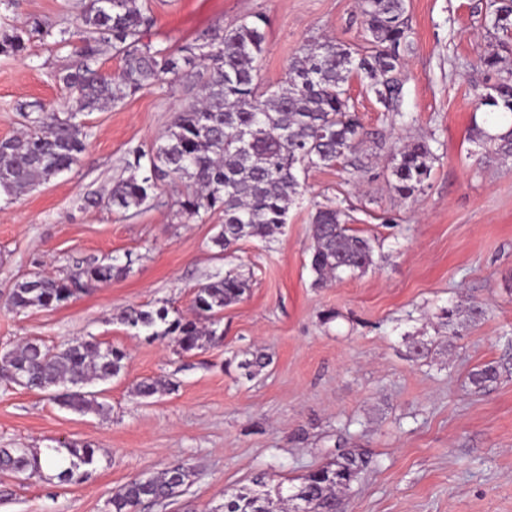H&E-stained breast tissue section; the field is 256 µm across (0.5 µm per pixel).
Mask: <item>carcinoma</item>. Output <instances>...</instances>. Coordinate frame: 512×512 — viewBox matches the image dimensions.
Returning <instances> with one entry per match:
<instances>
[{
	"mask_svg": "<svg viewBox=\"0 0 512 512\" xmlns=\"http://www.w3.org/2000/svg\"><path fill=\"white\" fill-rule=\"evenodd\" d=\"M359 7L368 32L366 46L358 49L334 38L310 40L290 60L281 86L270 92L259 91L257 84L267 26L259 13L176 51L142 42L144 31L154 24L146 0H85L74 29L56 33L39 17H29L24 27L0 33V55H24L29 35L38 33L56 45L72 47L80 63L55 74L73 105L61 110L39 101L19 105L26 130L0 139V193L21 197L76 165L88 138L79 114L115 108L139 92L193 73L199 76L195 99L177 112L152 152L129 148L133 173L112 186L107 202L123 213L138 214L153 199L159 183L169 180L182 186L177 214H223L213 238L220 250L228 251L242 240L273 241L301 194L299 173L336 165L355 153L362 140L363 126L348 96L351 76L368 80V90L391 119L414 121L402 109L404 84L399 78L404 57L412 49L406 2L360 0ZM485 19L496 31L511 30L512 0H490ZM106 48L121 57L122 66L112 77L100 71ZM502 63L498 47L484 49L479 64L497 73V80L474 86V95L479 104L512 115V69ZM476 137L495 152L512 155V127L497 134L478 129ZM395 156L392 188L408 198L429 178L433 153L427 142L409 140L395 146ZM311 238L310 267L317 287H326L347 272L364 273L376 264L373 240L352 232L345 210L338 206H316ZM123 271L114 263L85 259L64 278L35 275L16 282L9 304L15 310L56 308ZM249 288L247 278L229 269L198 288L191 318L163 305L155 310L129 308L121 321L136 336L168 338L177 353L189 354L224 343V308L241 301ZM107 349L92 338L61 346L27 339L0 354V378L44 392L74 413L100 414L106 404L85 387L118 376L127 359L124 349ZM269 362L265 353L256 351L239 368L251 378ZM496 377V367L484 365L469 373L468 382L479 392ZM174 389L170 381L146 379L135 386L134 395L146 399ZM97 453L91 444L78 442L63 443L44 458L35 448H0V471L30 480L53 470L62 483H81L91 476ZM366 466L360 455L339 449L297 484L271 485L261 473L253 480L254 487L224 494L222 512H344L339 492L357 481ZM190 477L189 468L175 463L156 476L134 478L112 495L109 512H139L146 503L174 498Z\"/></svg>",
	"mask_w": 512,
	"mask_h": 512,
	"instance_id": "carcinoma-1",
	"label": "carcinoma"
}]
</instances>
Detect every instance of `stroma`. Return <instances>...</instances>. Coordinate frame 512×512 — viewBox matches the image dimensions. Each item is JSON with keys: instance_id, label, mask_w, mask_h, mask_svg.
Listing matches in <instances>:
<instances>
[{"instance_id": "obj_1", "label": "stroma", "mask_w": 512, "mask_h": 512, "mask_svg": "<svg viewBox=\"0 0 512 512\" xmlns=\"http://www.w3.org/2000/svg\"><path fill=\"white\" fill-rule=\"evenodd\" d=\"M78 0H15L0 6V32L31 16L69 27ZM486 0H406L414 48L402 69L411 125L392 123L352 78L348 92L366 136L363 168L338 164L302 175L304 192L283 233L269 244L212 243L222 214L176 217L169 183L135 216L100 204L127 178L130 147L151 151L197 85L185 77L81 116L87 149L71 171L12 199L0 196V350L37 338L60 345L94 338L123 347L118 377L104 383L107 412L78 415L45 394L0 380V448H98L92 476L77 484L0 473V512H108L135 477L181 461L185 491L150 512H214L225 492L259 472L289 482L331 459L336 448L364 452L370 465L344 497L345 512H512V156L474 138L512 119L477 106L487 82L477 64L491 37ZM143 39L175 49L204 31L265 14L260 89L280 84L305 41L365 44L356 0H151ZM71 49L31 38L27 55L0 56V138L19 134L20 102H59L57 71ZM430 144L432 170L408 199L390 187L397 138ZM92 205H83V198ZM340 206L348 225L374 239L376 264L324 288L310 270L315 205ZM117 259L123 275L53 309L9 310L14 283L35 273L66 276L85 258ZM237 269L251 287L224 310L222 345L175 354L173 342L132 335L120 315L131 306L190 312L196 289ZM481 306L483 315L471 312ZM454 308L452 321L442 319ZM428 346L413 358L417 343ZM264 351L270 365L247 379L239 363ZM496 365L476 392L468 374ZM174 391L140 400L145 379Z\"/></svg>"}]
</instances>
